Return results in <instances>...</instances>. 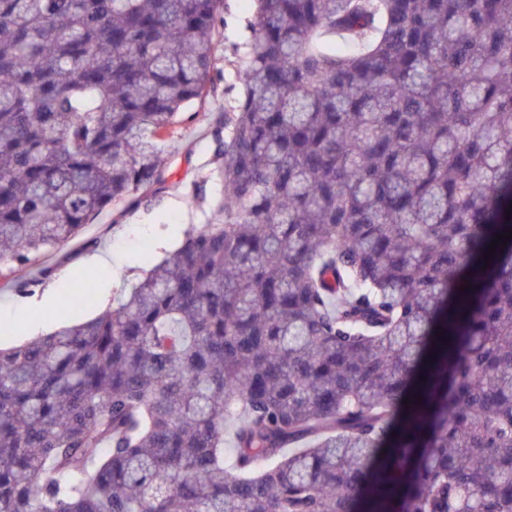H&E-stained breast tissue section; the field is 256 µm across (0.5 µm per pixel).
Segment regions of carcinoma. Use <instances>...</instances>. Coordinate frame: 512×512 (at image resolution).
<instances>
[{
    "label": "carcinoma",
    "mask_w": 512,
    "mask_h": 512,
    "mask_svg": "<svg viewBox=\"0 0 512 512\" xmlns=\"http://www.w3.org/2000/svg\"><path fill=\"white\" fill-rule=\"evenodd\" d=\"M250 2L209 221L0 350V512H512V0ZM223 4L0 0V264L148 201Z\"/></svg>",
    "instance_id": "cac0c4a2"
}]
</instances>
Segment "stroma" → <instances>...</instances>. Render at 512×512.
Segmentation results:
<instances>
[{"label":"stroma","instance_id":"35a3bbf8","mask_svg":"<svg viewBox=\"0 0 512 512\" xmlns=\"http://www.w3.org/2000/svg\"><path fill=\"white\" fill-rule=\"evenodd\" d=\"M249 0H224L222 19L213 35L214 90L179 117L168 135L158 142L163 182L148 204L115 202L99 212L69 243L46 253L38 266L0 271V327H7L0 347L26 344L31 336L12 323L10 313L19 305L40 299L55 289L70 294L75 279L91 275L96 288L69 309L52 305L45 310V332L90 319L111 308L126 287L137 280L149 263L159 262L175 249L188 225L206 223L209 214L193 200L196 190L216 196L222 191L210 173L217 164L214 131L225 107L240 95L242 48L250 32ZM120 257L122 267L111 272L89 271L91 256Z\"/></svg>","mask_w":512,"mask_h":512}]
</instances>
